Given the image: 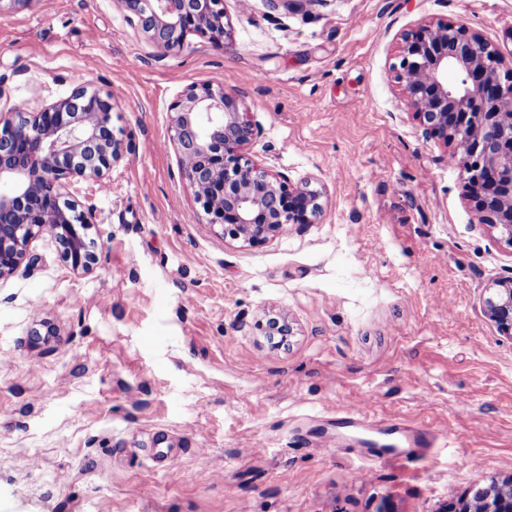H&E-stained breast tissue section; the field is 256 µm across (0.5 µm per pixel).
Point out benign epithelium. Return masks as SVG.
I'll list each match as a JSON object with an SVG mask.
<instances>
[{"label":"benign epithelium","mask_w":512,"mask_h":512,"mask_svg":"<svg viewBox=\"0 0 512 512\" xmlns=\"http://www.w3.org/2000/svg\"><path fill=\"white\" fill-rule=\"evenodd\" d=\"M163 55L182 52L187 35L229 39L222 0H118ZM498 49L464 26L420 25L402 36L397 82L427 137L456 145L477 199L478 218L512 246V75L501 71ZM112 96L77 86L35 111L0 113V279L25 261L34 240L50 234L63 260L86 274L97 263L92 214L67 198L68 179L107 184L123 156L112 131ZM170 142L179 170L194 189L193 212L220 229L224 240L262 246L290 224H311L320 193L272 174L249 152L255 128L237 91L191 84L171 107ZM499 330L512 335V278L487 300ZM477 507L467 497L448 512H512V476Z\"/></svg>","instance_id":"obj_1"}]
</instances>
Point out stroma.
<instances>
[{"label":"stroma","mask_w":512,"mask_h":512,"mask_svg":"<svg viewBox=\"0 0 512 512\" xmlns=\"http://www.w3.org/2000/svg\"><path fill=\"white\" fill-rule=\"evenodd\" d=\"M229 44L176 56L115 0L0 11V113L86 85L111 93L127 152L73 178L99 261L49 235L0 279V512H442L512 474V338L486 313L512 247L476 223L450 161L402 97V33L467 27L512 68V0H224ZM238 90L251 152L322 194L312 224L242 248L194 218L169 142L191 84ZM288 316L272 347L259 320ZM55 333L34 337L37 321ZM421 426L425 454L368 459L337 413ZM176 453L177 470L154 457ZM367 479H359V472Z\"/></svg>","instance_id":"stroma-1"}]
</instances>
